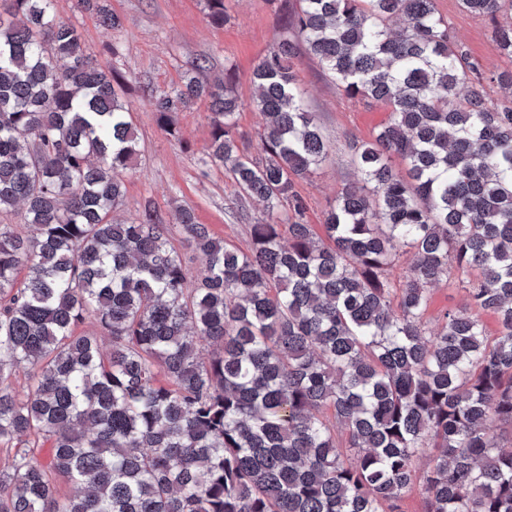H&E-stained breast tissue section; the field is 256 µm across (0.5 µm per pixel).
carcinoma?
Returning a JSON list of instances; mask_svg holds the SVG:
<instances>
[{
  "mask_svg": "<svg viewBox=\"0 0 512 512\" xmlns=\"http://www.w3.org/2000/svg\"><path fill=\"white\" fill-rule=\"evenodd\" d=\"M461 4L512 61V0ZM78 7L121 26L108 0ZM283 30L252 73L255 145L233 69L144 89L174 138L206 99L202 163L265 207L245 250L177 208L189 288L151 201L115 217L140 153L123 76L54 0H0V512H401L416 489L424 512H512V105L484 90L512 69L486 77L436 0H300ZM303 53L389 108L321 236L296 189L329 153ZM473 271L427 330L431 287Z\"/></svg>",
  "mask_w": 512,
  "mask_h": 512,
  "instance_id": "carcinoma-1",
  "label": "carcinoma"
}]
</instances>
